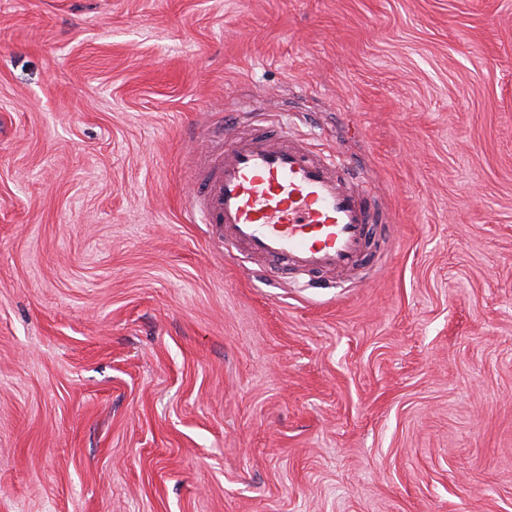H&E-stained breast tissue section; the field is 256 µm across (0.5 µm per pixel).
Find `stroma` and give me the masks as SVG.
I'll list each match as a JSON object with an SVG mask.
<instances>
[{
  "instance_id": "1",
  "label": "stroma",
  "mask_w": 512,
  "mask_h": 512,
  "mask_svg": "<svg viewBox=\"0 0 512 512\" xmlns=\"http://www.w3.org/2000/svg\"><path fill=\"white\" fill-rule=\"evenodd\" d=\"M279 120L342 282L187 211ZM0 512H512V0H0Z\"/></svg>"
}]
</instances>
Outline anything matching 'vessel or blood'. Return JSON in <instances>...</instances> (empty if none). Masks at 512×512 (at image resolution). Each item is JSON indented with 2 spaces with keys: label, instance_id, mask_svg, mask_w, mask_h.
<instances>
[{
  "label": "vessel or blood",
  "instance_id": "vessel-or-blood-1",
  "mask_svg": "<svg viewBox=\"0 0 512 512\" xmlns=\"http://www.w3.org/2000/svg\"><path fill=\"white\" fill-rule=\"evenodd\" d=\"M191 208L266 270L318 280L360 269L389 230L365 176L279 125L221 138Z\"/></svg>",
  "mask_w": 512,
  "mask_h": 512
}]
</instances>
